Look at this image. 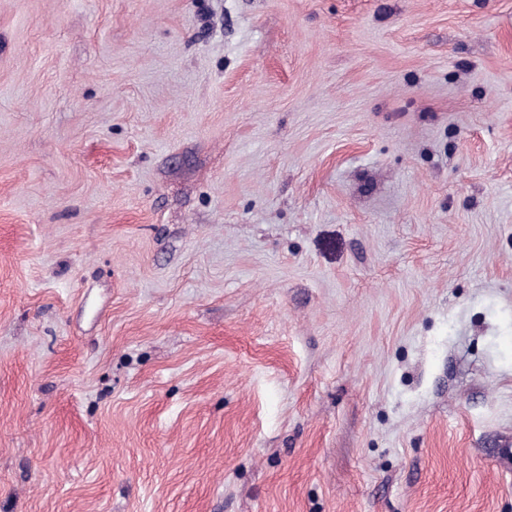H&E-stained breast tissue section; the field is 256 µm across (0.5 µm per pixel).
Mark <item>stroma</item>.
Instances as JSON below:
<instances>
[{"instance_id":"35a3bbf8","label":"stroma","mask_w":512,"mask_h":512,"mask_svg":"<svg viewBox=\"0 0 512 512\" xmlns=\"http://www.w3.org/2000/svg\"><path fill=\"white\" fill-rule=\"evenodd\" d=\"M0 512H512V0H0Z\"/></svg>"}]
</instances>
